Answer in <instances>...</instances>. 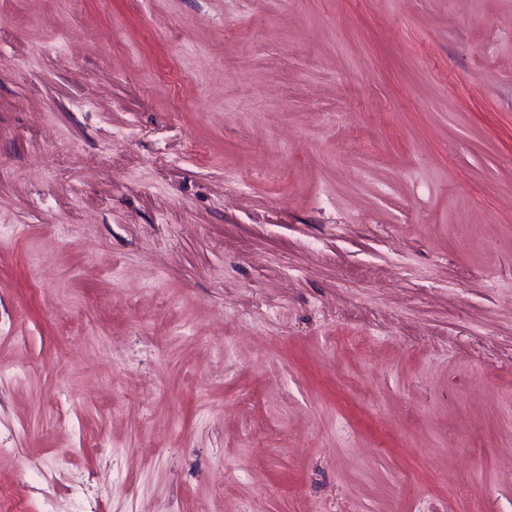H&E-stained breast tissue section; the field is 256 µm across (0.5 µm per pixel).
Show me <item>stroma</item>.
I'll use <instances>...</instances> for the list:
<instances>
[{
  "mask_svg": "<svg viewBox=\"0 0 512 512\" xmlns=\"http://www.w3.org/2000/svg\"><path fill=\"white\" fill-rule=\"evenodd\" d=\"M0 512H512V0H0Z\"/></svg>",
  "mask_w": 512,
  "mask_h": 512,
  "instance_id": "35a3bbf8",
  "label": "stroma"
}]
</instances>
